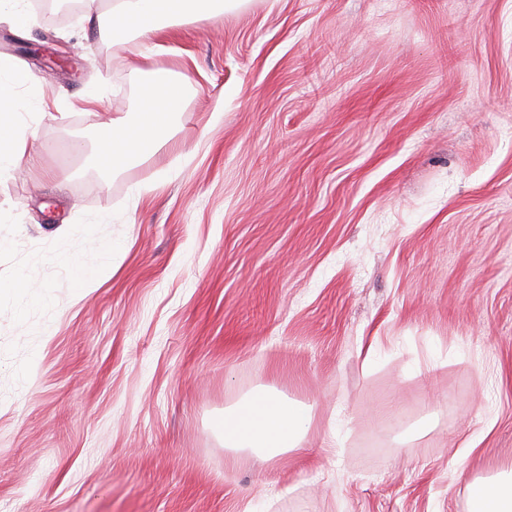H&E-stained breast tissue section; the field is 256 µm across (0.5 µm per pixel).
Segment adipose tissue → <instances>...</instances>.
Returning <instances> with one entry per match:
<instances>
[{"mask_svg": "<svg viewBox=\"0 0 512 512\" xmlns=\"http://www.w3.org/2000/svg\"><path fill=\"white\" fill-rule=\"evenodd\" d=\"M231 0H83L86 19H112V39H125L130 31L147 35L175 21L200 14H222ZM15 74L0 62V178L20 171L25 152L22 124L30 109L45 110L46 102L14 95ZM183 82L167 71L152 70L143 92L125 112L116 113L102 126V137L93 157L104 172L114 173L145 159L165 142L175 115L182 110ZM311 423L309 412L296 403L269 394L247 400L224 419V445L254 448L272 457L298 446ZM469 512H512V475L494 481L479 478L468 486Z\"/></svg>", "mask_w": 512, "mask_h": 512, "instance_id": "1", "label": "adipose tissue"}]
</instances>
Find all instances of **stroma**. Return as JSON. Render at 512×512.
Returning <instances> with one entry per match:
<instances>
[{"label": "stroma", "instance_id": "obj_1", "mask_svg": "<svg viewBox=\"0 0 512 512\" xmlns=\"http://www.w3.org/2000/svg\"><path fill=\"white\" fill-rule=\"evenodd\" d=\"M108 27L0 23L52 104L0 179V505L467 512L512 468V0ZM153 69L189 78L171 139L98 170ZM262 392L313 407L268 461L222 428Z\"/></svg>", "mask_w": 512, "mask_h": 512}]
</instances>
